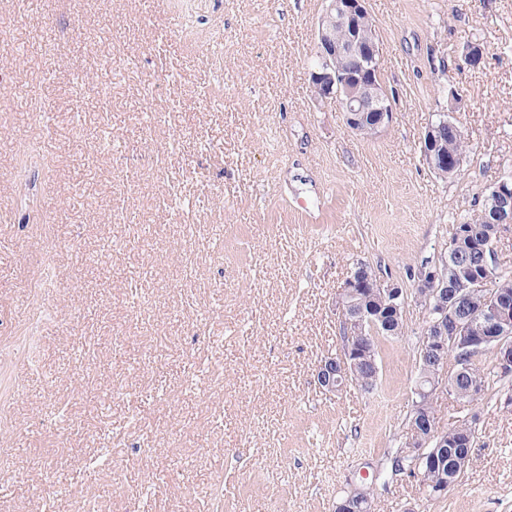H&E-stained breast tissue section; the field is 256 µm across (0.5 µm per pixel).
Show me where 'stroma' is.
<instances>
[{"instance_id": "1", "label": "stroma", "mask_w": 512, "mask_h": 512, "mask_svg": "<svg viewBox=\"0 0 512 512\" xmlns=\"http://www.w3.org/2000/svg\"><path fill=\"white\" fill-rule=\"evenodd\" d=\"M323 7L0 0V512H333L403 446L417 297L372 391L313 374L358 264L415 289L512 176V0H366L374 137L311 97ZM443 115L468 135L448 178L421 153ZM434 407L473 417L469 468L438 498L384 474L379 512H512V376Z\"/></svg>"}]
</instances>
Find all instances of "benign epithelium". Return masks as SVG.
I'll return each instance as SVG.
<instances>
[{
	"label": "benign epithelium",
	"instance_id": "1",
	"mask_svg": "<svg viewBox=\"0 0 512 512\" xmlns=\"http://www.w3.org/2000/svg\"><path fill=\"white\" fill-rule=\"evenodd\" d=\"M317 66L311 71V93L317 103L334 101L345 114L347 127L355 132L369 121L373 129H384L393 119L392 97L382 83L376 81L379 69L380 42L375 21L369 14L365 0H325L315 34ZM424 160L432 168L436 152L442 144L441 130L428 127L421 139ZM482 219L500 227L512 224V178L502 179L486 189ZM474 263L461 270L453 285L440 275V269H425L417 288L428 294V320L421 342L423 360H433L447 368L448 394L457 393L455 380L478 365L486 353L496 356L500 371L512 375V301L500 289L489 296L481 309L469 308L470 295L494 287L495 267L491 262L492 238L474 239L466 234ZM341 294H366L381 305L404 314L408 301L407 290L396 283L374 281L369 277L352 275L346 279ZM350 324L356 344L347 349L345 357L327 355L316 366L314 381L324 392L338 391L336 383L348 381L362 366L370 377H378L379 366L373 351L377 324L374 310L356 309L351 312ZM425 427L430 434L422 441L415 428L407 430L406 454L418 464H432L439 449L448 442V436L439 430L435 414L427 417Z\"/></svg>",
	"mask_w": 512,
	"mask_h": 512
}]
</instances>
